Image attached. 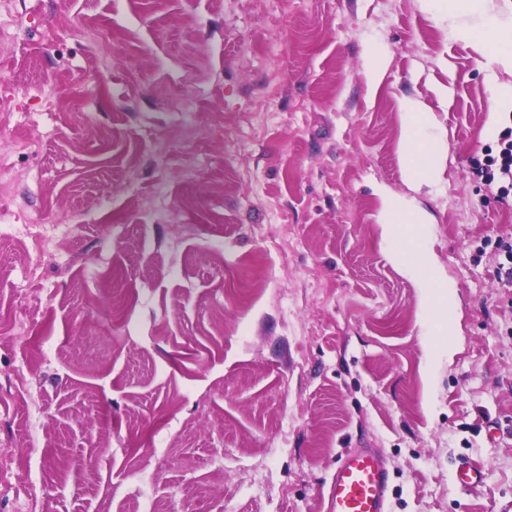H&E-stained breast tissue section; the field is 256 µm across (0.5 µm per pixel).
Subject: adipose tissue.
I'll list each match as a JSON object with an SVG mask.
<instances>
[{
  "instance_id": "ef3b65f1",
  "label": "adipose tissue",
  "mask_w": 512,
  "mask_h": 512,
  "mask_svg": "<svg viewBox=\"0 0 512 512\" xmlns=\"http://www.w3.org/2000/svg\"><path fill=\"white\" fill-rule=\"evenodd\" d=\"M402 111L399 148L404 171L413 182L432 180L440 171L443 147L438 143L422 144L421 132L430 118L414 102H407ZM394 256L403 266L419 275L425 288L423 314L427 321L437 326L444 325L456 310L457 291L453 283L436 277L434 254L425 249H401L395 251Z\"/></svg>"
}]
</instances>
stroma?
<instances>
[{
    "label": "stroma",
    "mask_w": 512,
    "mask_h": 512,
    "mask_svg": "<svg viewBox=\"0 0 512 512\" xmlns=\"http://www.w3.org/2000/svg\"><path fill=\"white\" fill-rule=\"evenodd\" d=\"M12 8L0 211L44 247L0 239V512H321L351 448L383 454L390 512H512V196L478 172L512 72L463 36L512 0ZM408 100L447 147L427 184L400 166ZM393 198L426 223L387 233ZM408 237L456 285L455 354L392 257ZM482 469L474 463L460 459L453 472V481L461 489H472L483 481Z\"/></svg>",
    "instance_id": "1"
}]
</instances>
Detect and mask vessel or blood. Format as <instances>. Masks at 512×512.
I'll use <instances>...</instances> for the list:
<instances>
[{"mask_svg": "<svg viewBox=\"0 0 512 512\" xmlns=\"http://www.w3.org/2000/svg\"><path fill=\"white\" fill-rule=\"evenodd\" d=\"M453 481L468 490L483 481L482 469L459 460ZM391 473L380 452L354 448L339 459L325 496V512H389Z\"/></svg>", "mask_w": 512, "mask_h": 512, "instance_id": "b4317fda", "label": "vessel or blood"}]
</instances>
